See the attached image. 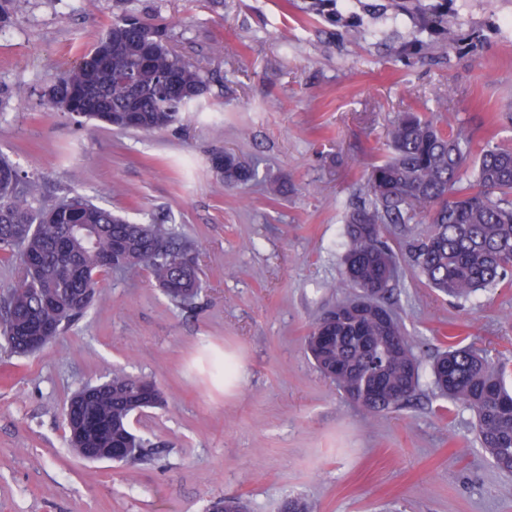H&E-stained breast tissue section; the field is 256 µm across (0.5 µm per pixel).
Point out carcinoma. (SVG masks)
Returning <instances> with one entry per match:
<instances>
[{
	"instance_id": "1",
	"label": "carcinoma",
	"mask_w": 512,
	"mask_h": 512,
	"mask_svg": "<svg viewBox=\"0 0 512 512\" xmlns=\"http://www.w3.org/2000/svg\"><path fill=\"white\" fill-rule=\"evenodd\" d=\"M338 0H303L299 11L323 17L356 38L370 31ZM364 12L393 22L406 18L410 53L435 38L453 45L462 26L448 0L364 3ZM166 30L123 11L64 77L51 82L46 105L118 130L162 131L208 92L193 60L174 52ZM389 154L371 165L364 198L344 220L343 272L334 284L344 298L326 309L307 338L317 368L346 399L370 415L393 412L419 388V365L408 336L388 304L397 257L385 225L423 216L428 233L411 240L407 257L428 285L468 299L512 273V149L488 145L472 155L462 132L406 112L389 133ZM230 184L254 179L233 154L212 158ZM39 185L0 159V252L19 260V278L0 302V337L16 356H27L66 331L95 302L99 276L144 267L177 304L201 288L195 247L174 242L164 224H133L74 195L50 208L38 204ZM433 384L449 400L475 411L474 432L493 464L512 472V386L507 366L478 349L450 342L434 356ZM154 381L114 372L72 394L65 406L69 446L79 458L88 448H126L140 459L154 447L132 431V416L162 407ZM208 512H247L238 497L212 501Z\"/></svg>"
}]
</instances>
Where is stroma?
Wrapping results in <instances>:
<instances>
[{"label": "stroma", "instance_id": "1", "mask_svg": "<svg viewBox=\"0 0 512 512\" xmlns=\"http://www.w3.org/2000/svg\"><path fill=\"white\" fill-rule=\"evenodd\" d=\"M301 0H17L0 30V156L43 205L81 194L130 221L165 218L198 246L204 287L169 300L147 270L110 273L95 304L40 352L0 348V512H512V473L472 432L474 413L440 395L432 358L447 337L512 365V283L469 300L437 295L404 262L425 221L391 224L400 255L392 309L420 363L416 399L365 415L316 369L306 338L339 295L345 209L403 113H437L474 149L512 145V0H452L462 40L400 58L411 24L340 35ZM166 27L209 92L169 128L118 131L47 108L43 92L90 50L113 13ZM449 90L445 105L435 96ZM255 168L226 184L211 160ZM233 359L227 384L207 353ZM121 370L153 379L167 404L134 416L156 446L138 461L89 462L63 408Z\"/></svg>", "mask_w": 512, "mask_h": 512}]
</instances>
